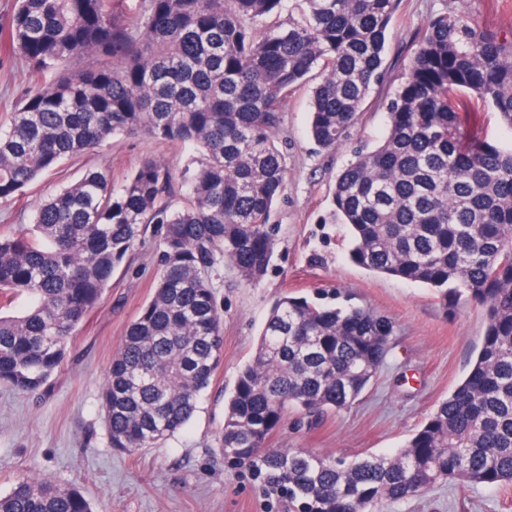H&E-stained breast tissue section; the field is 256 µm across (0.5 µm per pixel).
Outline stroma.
Segmentation results:
<instances>
[{
  "instance_id": "35a3bbf8",
  "label": "stroma",
  "mask_w": 512,
  "mask_h": 512,
  "mask_svg": "<svg viewBox=\"0 0 512 512\" xmlns=\"http://www.w3.org/2000/svg\"><path fill=\"white\" fill-rule=\"evenodd\" d=\"M399 2L386 44L396 78L410 62L414 33L435 14H467L486 26L512 30V0ZM310 95L307 85L291 95L275 137L286 156L288 189L273 217L272 267L255 285L246 284L229 263L212 270L224 320V355L188 425L156 447L120 453L109 445L100 410L112 354L162 272V238L153 224L113 272L101 304L70 339L61 369L44 389L23 396L0 386V494L19 478L42 476L78 487L94 512H284V503L265 496L248 469L225 467L216 437L238 372L251 359L272 305L285 295L312 299L323 291L350 297L391 317L395 332L384 366L358 401L314 424L286 414L270 447L308 448L347 460L393 452L464 377L485 330L483 310L462 302L446 311L433 290L357 266L347 257L345 228L325 221L337 172L354 150L373 147L385 134L382 90H373L361 124L333 151L308 135ZM147 157L178 175L188 152L148 136H115L110 146L62 161L22 198L0 205V225L30 224L36 205L78 180L87 166L108 170L119 184ZM387 512H512V492L482 485L461 491L444 482L422 497L388 505Z\"/></svg>"
}]
</instances>
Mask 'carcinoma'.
<instances>
[{"instance_id":"1","label":"carcinoma","mask_w":512,"mask_h":512,"mask_svg":"<svg viewBox=\"0 0 512 512\" xmlns=\"http://www.w3.org/2000/svg\"><path fill=\"white\" fill-rule=\"evenodd\" d=\"M398 0H16L0 21V62L30 88L0 119V203L41 174L120 134L188 147L186 195L146 157L120 185L102 168L40 204L33 224L0 231V384L40 390L98 306L112 272L150 224L163 272L112 355L101 394L110 447L151 448L185 428L223 357L210 282L233 265L259 282L275 250L273 205L287 189L273 137L314 68L310 134L342 145L371 91L391 82L386 40ZM385 97L386 133L336 175L331 219L348 256L419 283L446 304L485 311L463 379L394 453L349 462L267 446L292 408L318 417L352 405L382 367L392 320L354 304L285 297L273 307L228 400L218 448L292 512H382L442 482L512 485V149L471 135L475 103L512 132V31L443 13L413 39ZM91 55V66L63 68ZM0 512H93L81 491L22 477Z\"/></svg>"}]
</instances>
